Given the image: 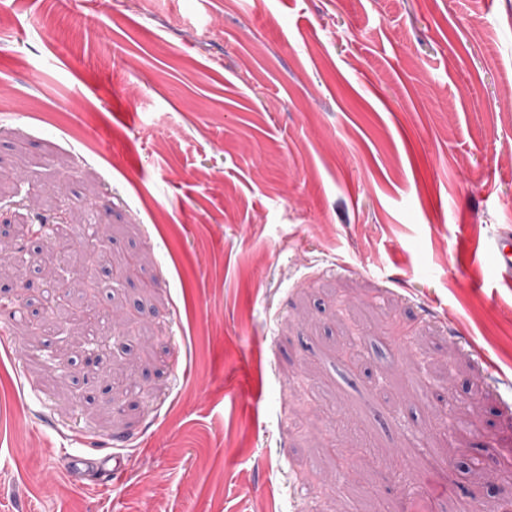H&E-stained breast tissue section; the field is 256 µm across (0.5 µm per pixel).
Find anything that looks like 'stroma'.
I'll return each instance as SVG.
<instances>
[{"instance_id":"stroma-1","label":"stroma","mask_w":512,"mask_h":512,"mask_svg":"<svg viewBox=\"0 0 512 512\" xmlns=\"http://www.w3.org/2000/svg\"><path fill=\"white\" fill-rule=\"evenodd\" d=\"M0 10V225L141 260L91 366L27 333L50 271H0V512L512 502V0Z\"/></svg>"}]
</instances>
